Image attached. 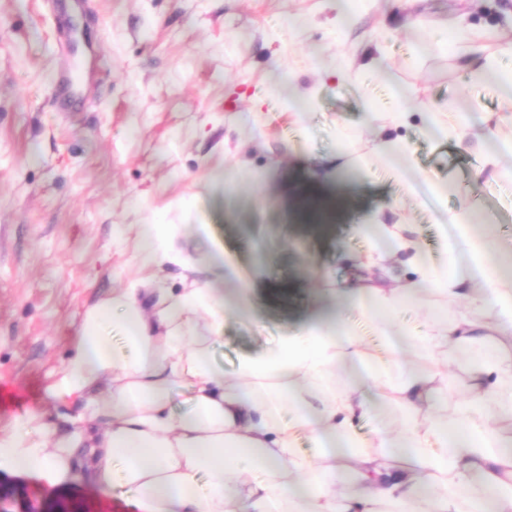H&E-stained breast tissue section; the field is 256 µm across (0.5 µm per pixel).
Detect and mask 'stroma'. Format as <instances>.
Masks as SVG:
<instances>
[{
    "instance_id": "stroma-1",
    "label": "stroma",
    "mask_w": 512,
    "mask_h": 512,
    "mask_svg": "<svg viewBox=\"0 0 512 512\" xmlns=\"http://www.w3.org/2000/svg\"><path fill=\"white\" fill-rule=\"evenodd\" d=\"M86 22L95 70L88 99L68 112L52 96L56 18L46 0H0V433L32 413L76 416L77 400L53 394L85 310L144 271L142 225L176 224L203 280L232 298L235 270L249 272L246 311L227 308L212 357L234 375L243 356L273 346L319 314L358 323L335 292L370 247L359 224L399 205L432 263L444 228L407 192V174L469 184L449 209L477 204L481 220L512 235V190L497 178L470 184L482 149L462 151L401 128L408 171L381 162L318 181L320 160L347 136L366 141L373 112H426L445 103L480 118L512 114L492 85L467 83L463 62L411 25L462 18L480 32L512 34V0H359L357 22L336 18L334 0H94ZM361 83L324 80L345 56L364 62ZM316 86L295 125L288 102ZM260 120H253V113ZM344 198L326 236H302L288 217L294 188ZM451 312L433 291L389 319L404 333L402 360L427 364L413 335ZM512 358V345L448 351V385L436 395L455 418L472 365L484 352Z\"/></svg>"
}]
</instances>
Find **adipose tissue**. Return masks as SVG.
<instances>
[{
  "instance_id": "adipose-tissue-1",
  "label": "adipose tissue",
  "mask_w": 512,
  "mask_h": 512,
  "mask_svg": "<svg viewBox=\"0 0 512 512\" xmlns=\"http://www.w3.org/2000/svg\"><path fill=\"white\" fill-rule=\"evenodd\" d=\"M455 51L472 76L512 93V70L499 62L512 57V39L490 50L460 27ZM411 118L371 113L375 159H408L397 130ZM420 118L435 141L463 143L467 113L443 107ZM431 194L439 223L453 229L442 265L426 262L407 224L380 218L363 225L372 247L358 262L361 276L338 295L378 318L433 289L458 311L416 337V345H511L512 240H497L489 227L474 230L472 208L449 211L444 187ZM141 235L148 276L86 310L54 387L77 397L81 413L64 432L29 414L16 417L0 434V470L54 487L77 482L105 497L119 490L139 512H417V503L418 512H512V438L496 425L497 418H512V359H484L472 370L455 430L430 416L448 383L441 364L407 368L391 346L369 354L361 336L339 322L308 320L225 378L211 356L224 330L223 300L205 285L166 287L167 267L196 269L176 225L146 224ZM400 254L411 269L405 280L391 267ZM490 309L498 316L493 324L483 320ZM341 364L361 365L365 374L337 385ZM377 392L409 414L404 434L375 431L385 450L379 457L357 452L352 430L372 413ZM179 394L188 405L182 413L174 406ZM488 399L496 415L478 412ZM304 438L322 449L321 457L300 451ZM345 470L354 486L341 496L336 479ZM477 483L489 498L470 497Z\"/></svg>"
}]
</instances>
